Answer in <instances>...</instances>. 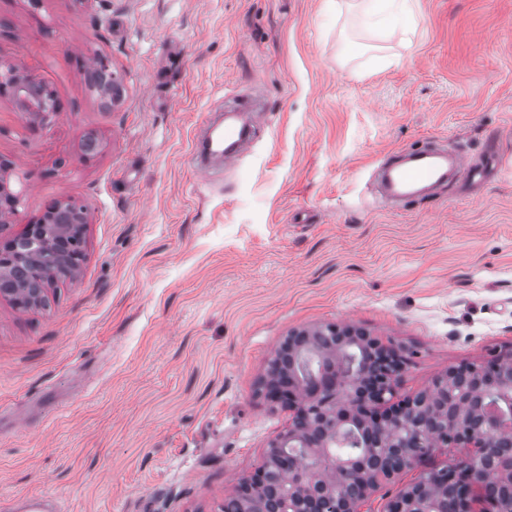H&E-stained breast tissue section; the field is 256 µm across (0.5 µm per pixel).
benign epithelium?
I'll return each mask as SVG.
<instances>
[{
  "label": "benign epithelium",
  "mask_w": 512,
  "mask_h": 512,
  "mask_svg": "<svg viewBox=\"0 0 512 512\" xmlns=\"http://www.w3.org/2000/svg\"><path fill=\"white\" fill-rule=\"evenodd\" d=\"M0 95H9L27 123L59 118L46 86L11 62L0 60ZM20 194L0 167V236L19 212ZM83 209L55 201L30 221L24 235L37 252L24 255L17 239L0 242V290L19 307L42 303L41 287L70 279L82 254L69 244L84 235ZM288 356V385L269 368L263 385L287 404L288 429L272 439L261 464L224 500V512H361L380 483L429 459L438 448H468L465 461L430 468L402 489L387 512H504L512 497V350L481 364L463 363L436 377L445 395L444 414L426 421L419 394L397 398L407 357L360 327L328 323L296 329L277 350ZM297 455L312 465L279 482V462Z\"/></svg>",
  "instance_id": "7a95c632"
}]
</instances>
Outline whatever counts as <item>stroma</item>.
<instances>
[{
  "label": "stroma",
  "mask_w": 512,
  "mask_h": 512,
  "mask_svg": "<svg viewBox=\"0 0 512 512\" xmlns=\"http://www.w3.org/2000/svg\"><path fill=\"white\" fill-rule=\"evenodd\" d=\"M386 22L377 52L327 0H0V58L61 104L32 127L0 97L9 232L55 200L88 216L77 278L0 296V512H222L288 427L259 382L294 329L410 352L402 397L512 347V0ZM239 94L254 138L202 176L193 140ZM426 141L483 178L388 204L378 165Z\"/></svg>",
  "instance_id": "35a3bbf8"
}]
</instances>
